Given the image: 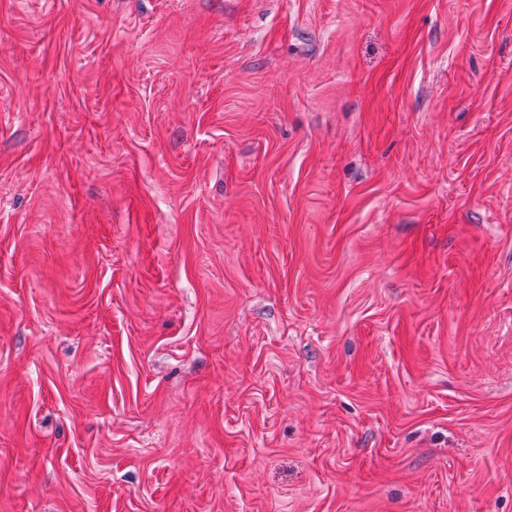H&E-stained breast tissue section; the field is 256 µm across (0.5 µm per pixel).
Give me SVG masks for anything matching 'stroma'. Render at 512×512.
<instances>
[{
    "label": "stroma",
    "instance_id": "obj_1",
    "mask_svg": "<svg viewBox=\"0 0 512 512\" xmlns=\"http://www.w3.org/2000/svg\"><path fill=\"white\" fill-rule=\"evenodd\" d=\"M0 512H512V0H0Z\"/></svg>",
    "mask_w": 512,
    "mask_h": 512
}]
</instances>
